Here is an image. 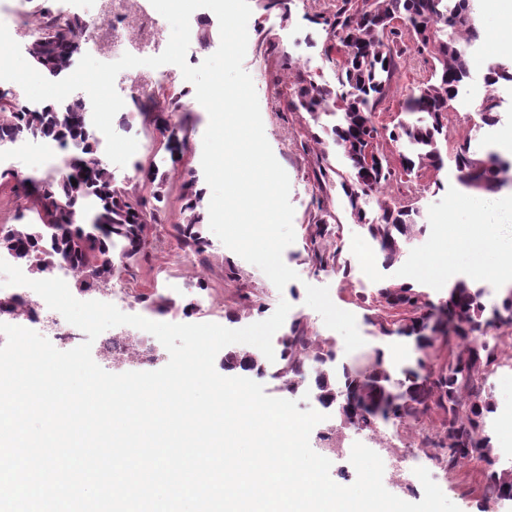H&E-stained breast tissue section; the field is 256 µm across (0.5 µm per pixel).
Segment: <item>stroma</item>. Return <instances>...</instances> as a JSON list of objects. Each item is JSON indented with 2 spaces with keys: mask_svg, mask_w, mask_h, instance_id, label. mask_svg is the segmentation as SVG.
Instances as JSON below:
<instances>
[{
  "mask_svg": "<svg viewBox=\"0 0 512 512\" xmlns=\"http://www.w3.org/2000/svg\"><path fill=\"white\" fill-rule=\"evenodd\" d=\"M249 5L244 68L254 82L265 136L289 176L295 241L285 249L283 260L298 278L284 290H277L258 267L224 246L208 224L200 226L209 243L204 254H194L178 238L174 226L181 222L187 203L181 183L188 171L202 169V138L208 125L206 110L188 97L184 100L190 112L188 146L161 188L148 184L133 165L112 169L118 185L138 189L146 196L160 190L165 210L161 223L150 224L148 243L138 259L123 271L122 283L140 294L172 299L173 305L166 311L144 313L147 319L167 323L192 302L193 295L183 289V282L203 283V293L212 301L211 322L231 329L265 320L281 298H289L315 336L334 343L339 362L347 363L372 349L386 347L393 353L389 364L392 376L400 378L402 370L414 364L418 356L414 344L407 338L381 337L377 327L367 321L359 295H374L383 282L410 283L436 301L460 277L498 289L502 282L499 271L512 254V216L494 215L490 195L460 185L451 168L427 171L420 179L417 200L426 230L408 247L400 263L383 267L376 243L366 228L354 221L341 188H332L325 195L319 193L314 179L319 153L315 138L322 135L323 129L308 113L288 108L286 73L274 64L276 57L288 56L294 70L312 75L318 84L335 85L336 69L324 52L328 33L313 21L314 15L324 9L322 0H293L286 17L276 10L260 9L258 0H249ZM43 6L79 12L86 26L79 37L78 52L91 54L102 62L116 61L124 52L159 55L171 34L169 23L150 0H145L144 15L136 19L141 45L127 43L118 52L110 46L113 0H0V22L21 47H28L36 38L31 16ZM474 6L481 38L469 52V84L448 111L450 135L442 151L452 153L457 143L467 137L472 148H491L505 156L512 152L506 142L512 133V82L503 81L497 86L501 107L496 125H481L477 108L486 92L484 75L488 65L507 57L500 45L512 40V22L487 11L485 0H475ZM426 69L423 56L407 50L406 62L390 95L376 112L375 123L382 134L380 144L388 155L396 153L388 133L400 119L399 102L417 87ZM136 74L132 68L116 77L115 87L122 92L124 106L116 114L113 127L120 135L136 138L138 160L146 165L161 151L163 139L133 104L130 85ZM61 159V153H43L39 142L28 140L0 159V167L14 170L18 177L42 176L60 165ZM17 179H0V224H12L19 218L27 224L37 220ZM480 211L489 216L482 225L476 217ZM325 212L330 215L326 240L340 249L346 269L323 270L311 260L308 226ZM486 393L495 408L489 421L492 445L497 449L512 448V345L502 344L499 364L487 378ZM484 486L483 465L465 462L449 472L445 495L460 512H478Z\"/></svg>",
  "mask_w": 512,
  "mask_h": 512,
  "instance_id": "stroma-1",
  "label": "stroma"
}]
</instances>
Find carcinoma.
<instances>
[{"instance_id": "cac0c4a2", "label": "carcinoma", "mask_w": 512, "mask_h": 512, "mask_svg": "<svg viewBox=\"0 0 512 512\" xmlns=\"http://www.w3.org/2000/svg\"><path fill=\"white\" fill-rule=\"evenodd\" d=\"M474 0H337L333 11L316 14L315 21L326 27L327 57L336 68V88L317 85L302 73L295 75L294 96L288 106L299 112L335 118L326 130L336 149L349 161L351 172L339 175L351 214L364 225L378 243L383 261L390 266L399 261L404 249L421 236L420 209L407 202L383 197L385 189L423 170H440L444 160L440 137H448L445 123L450 102L466 88L471 77L468 48L479 38L472 13ZM38 37L27 48L32 60L51 76L66 72L78 50L81 21L42 9L35 14ZM413 40L417 52L431 59L427 77L417 90L404 98L400 111L416 119L399 121L389 139L405 140L409 152L399 154V169L391 167L378 143L374 114L389 96L392 83L404 62L405 36ZM512 81V72L502 64L488 67L487 87L479 104L486 124L498 121L499 98L495 86ZM185 92L171 94L166 107L151 112L156 103L139 111L158 130L169 132L164 149L175 155L183 146L177 132L181 121L171 125L169 114L185 111ZM41 140L71 153L60 178H18L12 170L0 178L19 179L31 197L38 224H0V254L27 265L31 273L43 274L54 266L75 270L74 279L84 290L108 283L113 278L112 252L120 249L121 259H135L147 243L146 228L157 222L162 201L153 192L155 203L138 197L118 185L96 154L99 134L86 118L84 103L78 98L42 107L24 105L10 90H0V150L24 139ZM454 163L464 186L489 193L512 184V160L498 153L471 150L466 137L456 146ZM87 175L81 186L72 185L73 171ZM326 154H321L314 171L317 189L324 193L334 185ZM189 215L174 225L178 236L197 254L205 252L201 236L203 215L198 210L201 192L191 176L183 183ZM377 192L378 215L372 219L360 205L369 192ZM328 234V221L318 220L311 234V251L319 267L336 268L339 251H327L319 240ZM484 289L466 280H457L447 297L433 303L428 295L411 284H384L373 302L394 310L386 320L373 322L384 336L405 337L422 357L416 365L403 369L404 378L392 381L381 351L373 350L365 364L343 365L337 374L326 368L335 357L334 345L321 341L302 319L293 320L279 337L283 356L272 377L294 392L305 381V368L318 365L314 378L316 400L336 409L343 427L373 433L378 423L395 419L420 422L432 410L443 415L442 429L425 438L433 447L432 459L445 469L464 461L486 465V485L482 512L489 504L512 501V469H495L491 438L485 433V417L491 403L483 395L484 380L499 357L497 336L487 335L492 327L512 325V286L500 303L486 310ZM448 349V358L433 369L427 351ZM224 368L242 371L268 369L264 358L249 351L224 355Z\"/></svg>"}]
</instances>
